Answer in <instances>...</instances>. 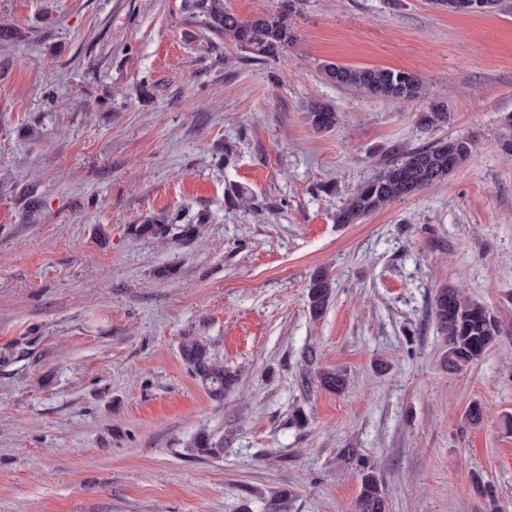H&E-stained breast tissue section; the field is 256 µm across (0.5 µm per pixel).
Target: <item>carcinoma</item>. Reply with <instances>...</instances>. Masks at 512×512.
Segmentation results:
<instances>
[{
	"mask_svg": "<svg viewBox=\"0 0 512 512\" xmlns=\"http://www.w3.org/2000/svg\"><path fill=\"white\" fill-rule=\"evenodd\" d=\"M206 23L224 40L257 61H275L297 43V33L291 24L297 0H278L271 11H262L248 19L228 9L224 0H204ZM324 80L338 88H353L364 96L396 102H410L427 96L423 81L415 72L379 66H351L327 62L321 66ZM305 119L311 128L322 132L336 124L333 108L321 101L311 102ZM423 131L448 124V106L439 101L416 115ZM473 156L471 142L458 136L407 150L401 160L383 166L362 182L336 211L338 224H359L394 201L416 195L426 188L448 179L456 169ZM134 235L166 240L186 238L196 232L193 224L158 223L155 220L132 226ZM332 296V279L324 272L311 281L307 293L309 313L322 317ZM430 314L438 332L448 344L442 362L450 370H463L476 365L485 354L499 344L501 327L489 309L461 293L453 285L437 289L431 302ZM179 354L209 395L224 397L237 382V375L215 361L204 341L191 338L181 343ZM320 385L334 393L346 388V374L341 370L322 369L317 372ZM193 455L216 459L224 454V444L216 443L202 433L190 445ZM343 456L359 467L361 488L354 512H387V501L381 481L371 466L355 448L343 450ZM265 512H288V492L281 489L265 498Z\"/></svg>",
	"mask_w": 512,
	"mask_h": 512,
	"instance_id": "carcinoma-1",
	"label": "carcinoma"
}]
</instances>
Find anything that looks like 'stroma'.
Instances as JSON below:
<instances>
[{"label":"stroma","mask_w":512,"mask_h":512,"mask_svg":"<svg viewBox=\"0 0 512 512\" xmlns=\"http://www.w3.org/2000/svg\"><path fill=\"white\" fill-rule=\"evenodd\" d=\"M299 2L296 47L261 63L201 0H0L22 34L0 43V512H263L273 488L288 512H351L345 448L389 512H486L476 473L512 512V0ZM326 61L414 71L428 99L336 88ZM431 100L450 120L424 132ZM456 136L475 158L446 182L336 223L378 169ZM151 217L197 231L135 236ZM448 284L506 331L456 373L429 313ZM188 337L238 374L223 400L182 362ZM202 431L222 458L188 454ZM305 119L313 130L322 132L336 124V113L329 104L313 101L307 107ZM332 296V279L324 272L318 273L311 281L307 293V305L313 318L322 317Z\"/></svg>","instance_id":"35a3bbf8"}]
</instances>
